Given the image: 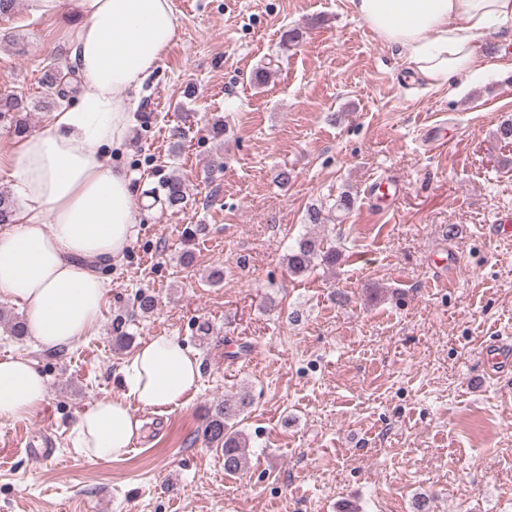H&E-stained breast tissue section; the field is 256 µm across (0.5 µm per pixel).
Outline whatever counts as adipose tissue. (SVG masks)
I'll use <instances>...</instances> for the list:
<instances>
[{
  "label": "adipose tissue",
  "instance_id": "obj_1",
  "mask_svg": "<svg viewBox=\"0 0 512 512\" xmlns=\"http://www.w3.org/2000/svg\"><path fill=\"white\" fill-rule=\"evenodd\" d=\"M36 16L74 9L71 56L83 81L74 107L0 148L23 201L0 231V300L24 308L29 335L47 349L73 346L96 328L109 284L97 265L122 259L140 222L129 176L107 152L123 146L140 89L177 30L173 0H27ZM383 44L400 49L428 85L487 69L475 42L512 31V0H349ZM52 223H44V216ZM122 392L78 417L74 446L89 458L122 459L144 422L133 408L163 414L198 388L201 362L176 337L140 343L123 362ZM47 380L20 355L0 357V418L36 414Z\"/></svg>",
  "mask_w": 512,
  "mask_h": 512
}]
</instances>
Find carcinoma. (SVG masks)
I'll return each mask as SVG.
<instances>
[{
	"label": "carcinoma",
	"instance_id": "cac0c4a2",
	"mask_svg": "<svg viewBox=\"0 0 512 512\" xmlns=\"http://www.w3.org/2000/svg\"><path fill=\"white\" fill-rule=\"evenodd\" d=\"M25 106L15 95L0 97V125L8 126L17 134L27 130V117L23 115ZM163 204L169 209H178L186 197L184 180L176 175L162 183ZM16 203L10 194L0 191V224L14 222ZM338 261V253L324 246L323 240L309 234L301 237L290 250L287 258L288 270L293 275H301L317 265L332 267ZM157 305L156 297L146 291L135 295L133 310L140 314L152 312ZM129 319L117 317L112 320V342L118 350L128 348L132 336L127 331ZM251 404L247 392L226 394L224 400L207 411L204 436L210 447L224 455V471L232 474L249 467V442L247 435L239 429L240 416Z\"/></svg>",
	"mask_w": 512,
	"mask_h": 512
}]
</instances>
